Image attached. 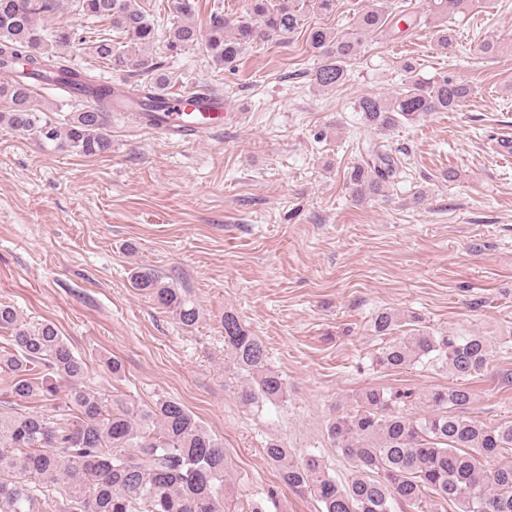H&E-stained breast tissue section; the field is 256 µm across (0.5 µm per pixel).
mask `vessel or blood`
I'll return each instance as SVG.
<instances>
[{"mask_svg": "<svg viewBox=\"0 0 512 512\" xmlns=\"http://www.w3.org/2000/svg\"><path fill=\"white\" fill-rule=\"evenodd\" d=\"M221 95L199 91L161 95V111L137 112L133 119L139 129L179 145L194 143L205 134L224 129V114L219 106Z\"/></svg>", "mask_w": 512, "mask_h": 512, "instance_id": "obj_1", "label": "vessel or blood"}]
</instances>
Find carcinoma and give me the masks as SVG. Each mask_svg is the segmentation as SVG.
Instances as JSON below:
<instances>
[{"label":"carcinoma","mask_w":512,"mask_h":512,"mask_svg":"<svg viewBox=\"0 0 512 512\" xmlns=\"http://www.w3.org/2000/svg\"><path fill=\"white\" fill-rule=\"evenodd\" d=\"M94 25L81 30L58 26L49 31L41 18L63 2ZM246 15L228 21L211 14L201 31L192 21L193 0H171L170 26L158 32L135 0H0V125L36 139L47 150L74 149L86 156L112 149V85L73 67L68 49L83 46L116 72H136L143 82L132 102L155 112L154 95L167 86L159 63L146 54L162 41L178 55L203 48L211 62L228 66L259 37L286 42L306 33L309 48L322 56L313 73L322 88L348 79L358 54L356 31H378L392 41L418 25L405 3L392 9L372 5L355 22V32L321 25L303 26L292 0H246ZM475 0H435L429 20L445 26L439 36L448 47V14ZM107 23L100 28L98 24ZM404 86L390 95H365L358 101L364 123L390 132L432 112H455L471 96V85L444 78L413 77L406 62ZM73 86L84 99L77 110L55 120L35 108L34 81ZM402 161L385 145L367 148L348 173L347 188L358 201L381 194L400 174ZM132 287L153 297L180 324L192 327L199 310L182 292L147 268H137ZM403 316L378 312L372 321L385 338L376 366L400 370L424 358L440 361L462 384L410 393L368 390L356 408L329 420L327 438L347 460L350 475L339 482L322 457H289L279 441L264 448L282 482L312 494L321 512H427L430 501L453 502L459 512H512V424L486 423L470 416L474 402L465 382L486 371L492 356L479 335L437 336L419 329L396 336ZM0 380L9 395L37 409L0 411V512H230L233 491L224 470V446L179 401L158 398L148 405L115 399L89 389L86 366L50 323L29 327L15 309L0 303ZM224 353L247 376L240 400L246 406L282 402L286 386L268 367L263 340L245 328L232 311L224 312ZM68 393L58 397L60 383ZM408 399L420 414L397 405Z\"/></svg>","instance_id":"obj_1"}]
</instances>
